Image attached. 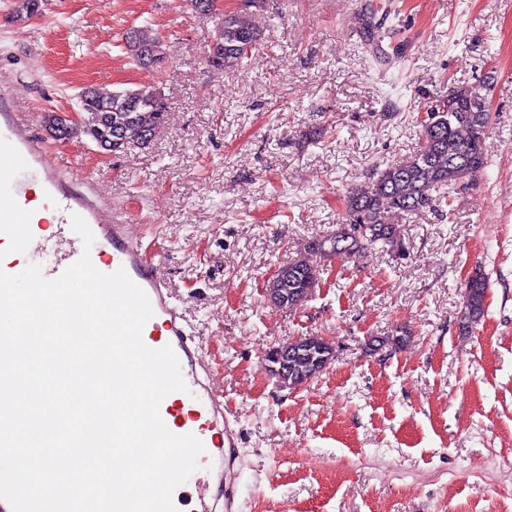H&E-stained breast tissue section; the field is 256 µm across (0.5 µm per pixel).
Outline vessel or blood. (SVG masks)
Wrapping results in <instances>:
<instances>
[{
	"mask_svg": "<svg viewBox=\"0 0 512 512\" xmlns=\"http://www.w3.org/2000/svg\"><path fill=\"white\" fill-rule=\"evenodd\" d=\"M31 116L14 112L0 96V243L9 241L37 257L44 277L58 278L82 254L93 266L110 274L125 270L148 296L154 311L142 338L152 348L171 346L180 363L187 391L173 392L160 404L159 414L175 434H193L204 445L195 472L196 506L193 512H231L225 497L228 468L236 454L238 435L224 413V397L215 391L203 366L201 337L186 322L180 306L161 276L165 249L161 243L143 244L130 232L125 215H109L83 189L81 179L65 177L49 165L45 149L29 131ZM42 189L56 219L55 227L28 209L29 182ZM80 216L95 240L84 246L71 225Z\"/></svg>",
	"mask_w": 512,
	"mask_h": 512,
	"instance_id": "vessel-or-blood-1",
	"label": "vessel or blood"
}]
</instances>
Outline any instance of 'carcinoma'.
Returning a JSON list of instances; mask_svg holds the SVG:
<instances>
[{"label":"carcinoma","instance_id":"cac0c4a2","mask_svg":"<svg viewBox=\"0 0 512 512\" xmlns=\"http://www.w3.org/2000/svg\"><path fill=\"white\" fill-rule=\"evenodd\" d=\"M259 40L260 34L244 14L226 12L212 30L211 43L207 44L208 62L220 69L233 68L248 57ZM125 48L132 60L142 65L157 66L166 59L161 39L142 30L132 29L126 34ZM489 92L486 81L449 91L452 108L441 113L438 120L422 124V141L414 155L375 172L367 188L351 193L345 201V227L328 238L312 240L305 252L343 261L377 247L399 255L404 248L401 230L399 225L388 222L387 216L418 214L433 208L436 188H463L485 168L493 113L482 107V101L489 98ZM78 108L86 113L83 133L108 152L149 145L165 122V104L151 90L88 88L79 94ZM45 122L59 139L70 138L71 128L62 124L57 113H47ZM355 224L365 228L356 237L347 234V228ZM318 280V266L300 257L278 267L273 287L279 289L282 306L294 309L308 301L310 289L317 287ZM488 288V276L480 270L464 285L459 312L462 329L473 328L484 317ZM322 357L320 345L311 337L289 349L288 386L318 377L323 370Z\"/></svg>","mask_w":512,"mask_h":512}]
</instances>
